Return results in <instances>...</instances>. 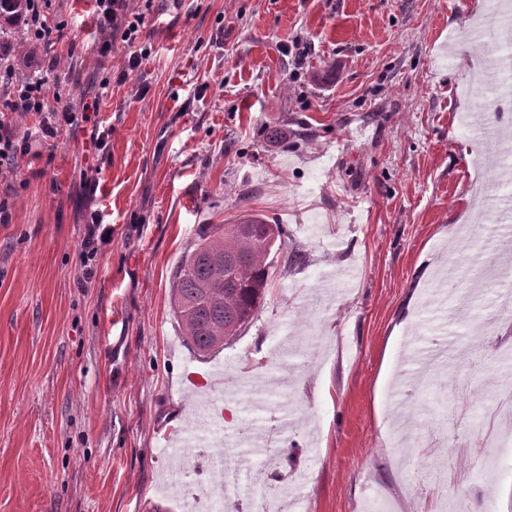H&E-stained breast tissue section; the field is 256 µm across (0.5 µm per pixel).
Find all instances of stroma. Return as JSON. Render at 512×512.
Here are the masks:
<instances>
[{
  "mask_svg": "<svg viewBox=\"0 0 512 512\" xmlns=\"http://www.w3.org/2000/svg\"><path fill=\"white\" fill-rule=\"evenodd\" d=\"M498 3L136 0L151 53L121 82L126 43L101 57L86 0H52L64 37L13 79L112 134L98 151L62 126L0 175V512H196L202 493L257 512L207 447L162 446L215 416L208 447L265 437L249 468L282 502L303 484V512H364L373 487L376 512H512V450L478 451L512 431L492 397L512 379V144L458 122L512 127L461 37ZM94 210L112 239L85 262ZM246 210L291 237L262 313L200 360L169 283L202 225Z\"/></svg>",
  "mask_w": 512,
  "mask_h": 512,
  "instance_id": "1",
  "label": "stroma"
}]
</instances>
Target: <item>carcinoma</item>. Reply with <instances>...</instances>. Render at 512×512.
<instances>
[{"instance_id":"cac0c4a2","label":"carcinoma","mask_w":512,"mask_h":512,"mask_svg":"<svg viewBox=\"0 0 512 512\" xmlns=\"http://www.w3.org/2000/svg\"><path fill=\"white\" fill-rule=\"evenodd\" d=\"M27 0H0V34L13 32V50L24 55L19 24ZM290 238L288 226L261 214H244L225 228H202L170 284L171 308L185 344L206 359L224 349L253 322L266 303L275 245Z\"/></svg>"}]
</instances>
